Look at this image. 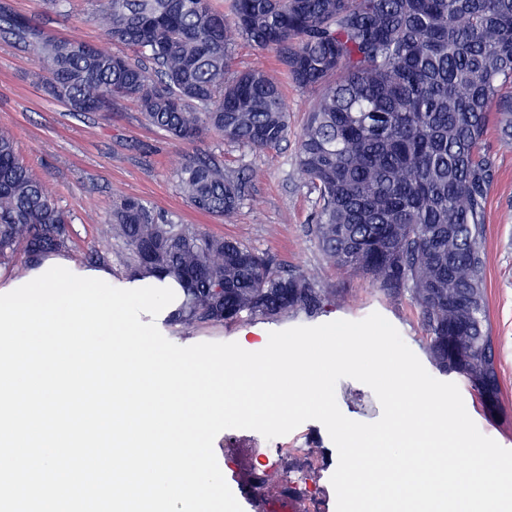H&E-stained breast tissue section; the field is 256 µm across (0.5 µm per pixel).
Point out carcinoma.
I'll list each match as a JSON object with an SVG mask.
<instances>
[{"instance_id": "cac0c4a2", "label": "carcinoma", "mask_w": 512, "mask_h": 512, "mask_svg": "<svg viewBox=\"0 0 512 512\" xmlns=\"http://www.w3.org/2000/svg\"><path fill=\"white\" fill-rule=\"evenodd\" d=\"M93 19L129 57L44 35L0 6V31L37 47L46 90L73 112L129 101L171 141L216 136L254 155L291 134L278 70L232 69L233 47L273 50L301 90L318 93L295 164L315 194L310 235L323 259L368 276L418 309L424 350L501 409L484 305L490 122L512 141V0H96ZM197 210L228 218L254 202L256 173L195 149L173 174ZM70 217L0 128V265L19 271L69 248ZM109 233L127 270L169 276L178 318L197 328L278 321L320 310L315 276L283 270L259 249L120 198Z\"/></svg>"}]
</instances>
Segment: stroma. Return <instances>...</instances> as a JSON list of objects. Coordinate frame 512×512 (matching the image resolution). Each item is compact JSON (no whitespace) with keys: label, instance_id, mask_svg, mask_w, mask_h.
Listing matches in <instances>:
<instances>
[{"label":"stroma","instance_id":"1","mask_svg":"<svg viewBox=\"0 0 512 512\" xmlns=\"http://www.w3.org/2000/svg\"><path fill=\"white\" fill-rule=\"evenodd\" d=\"M15 14L31 18L46 32L92 45L103 42L90 0H67L61 11L45 0H6ZM0 127L13 134L20 155L51 190L59 208L72 220L71 257L95 251L114 278L126 276V252L111 239L108 226L117 196L140 199L162 215L177 216L214 234L233 237L272 255L289 269L314 273L322 287L336 297L314 317H288L279 322H255L263 333L297 326H317L337 319L357 321L377 312L400 333L418 359H425L418 311L408 298L391 297L369 279L327 264L309 233L314 197L309 194L295 161V142L252 155L224 148V163L254 167L255 207L240 209L221 220L195 210L182 196L172 175L182 162L183 149L144 122L130 102L118 104L107 116L77 115L54 100L44 88L38 55L29 46L0 33ZM485 146L495 162L488 198L484 248L487 260L486 304L496 345L501 379L500 415L488 414L469 387L460 392L469 416L482 434L512 449V144L489 130ZM347 296L349 305L339 304ZM336 400L348 418L377 421L381 405L367 385L344 378L336 385ZM225 471L258 470L278 462L289 479L307 483L308 497L299 512H335L336 495L330 475L338 464L337 450L325 426L316 420L271 440L245 429L224 432ZM318 451L309 464L305 449Z\"/></svg>","mask_w":512,"mask_h":512}]
</instances>
